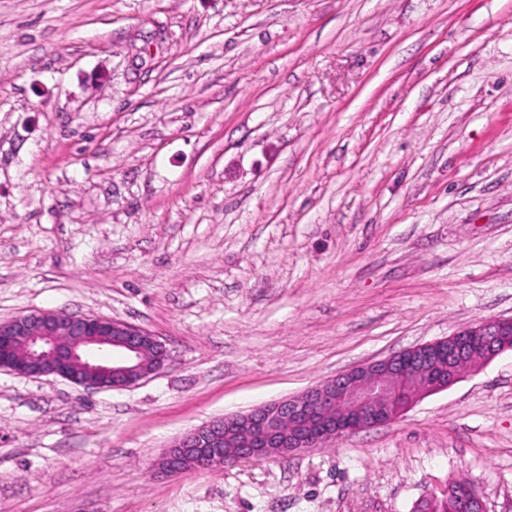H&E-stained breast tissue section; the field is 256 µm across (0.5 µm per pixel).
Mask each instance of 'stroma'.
<instances>
[{"mask_svg":"<svg viewBox=\"0 0 512 512\" xmlns=\"http://www.w3.org/2000/svg\"><path fill=\"white\" fill-rule=\"evenodd\" d=\"M157 335L0 370V512H512V351L389 424L155 474L211 420L512 317V0H0V319ZM16 336H24L19 350L14 346ZM148 346L156 353L151 367L144 365ZM91 347L111 348L124 360L104 363ZM169 357L155 334L124 321L64 311L0 320V369L24 377H60L85 390L121 389L156 374ZM443 496L447 497L456 506L452 511L455 512H486V507L477 494L475 489L468 485L461 492L457 482H449L443 491Z\"/></svg>","mask_w":512,"mask_h":512,"instance_id":"obj_1","label":"stroma"}]
</instances>
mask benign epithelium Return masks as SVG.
<instances>
[{
    "label": "benign epithelium",
    "instance_id": "7a95c632",
    "mask_svg": "<svg viewBox=\"0 0 512 512\" xmlns=\"http://www.w3.org/2000/svg\"><path fill=\"white\" fill-rule=\"evenodd\" d=\"M149 346L156 361L147 367ZM474 349L486 362L512 351V318L468 324L445 339L357 366L298 396L211 421L175 441L156 469L181 475L178 461L186 456L194 459L196 471L286 457L385 425L458 382L454 363ZM169 357L155 334L124 321L64 311L0 320V369L24 377H60L85 390L121 389L156 374ZM443 496L455 504V512H486L470 485L462 489L450 482Z\"/></svg>",
    "mask_w": 512,
    "mask_h": 512
}]
</instances>
